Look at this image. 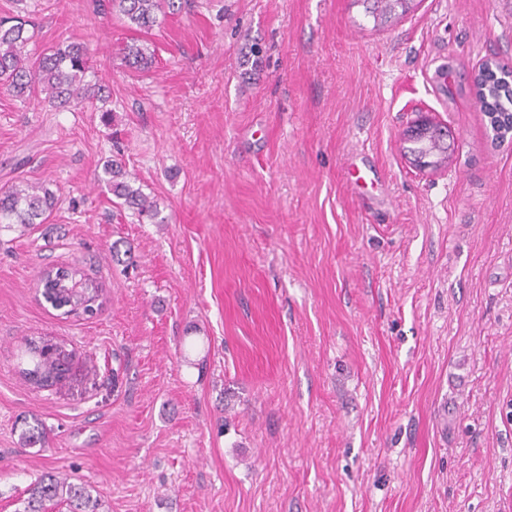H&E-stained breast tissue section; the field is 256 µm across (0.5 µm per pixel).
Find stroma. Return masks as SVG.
<instances>
[{
    "mask_svg": "<svg viewBox=\"0 0 512 512\" xmlns=\"http://www.w3.org/2000/svg\"><path fill=\"white\" fill-rule=\"evenodd\" d=\"M18 17L35 54L91 43L101 96L0 90V189L57 197L0 229V512L46 471L103 512H512V133L473 83L512 67V0H419L381 30L351 0H182L146 34L107 0H0ZM422 112L437 172L404 153ZM114 158L162 223L115 204ZM69 265L95 314L37 290ZM43 339L71 360L37 389ZM436 125L437 124H435L428 116H420L415 124L412 125L413 127L405 134L406 136H411L417 127H419L420 130H416L415 134L419 132L425 133L426 137L424 136L423 138L426 139L407 138L406 140L411 142L413 145L412 147H409V152L413 156V159L420 160L422 158H426L424 163H430L432 166H436L437 163L442 162L444 159L442 158L443 156L447 155L446 158H448V147L444 146V137L441 134L430 136ZM426 128H429L430 130L425 131ZM427 136L430 137L427 138ZM424 163L416 162L415 165L423 171L431 169L428 165H424ZM447 164L448 160H445V162H442L441 166L443 165L442 167H445ZM70 280L61 285L58 269L53 275L54 268L44 269L37 283L42 288L45 301L56 309H64L63 314H79L80 310H87L99 298V286L87 278L78 268H75ZM78 289L76 290V286ZM49 347L51 346L44 345L39 348L32 341L28 344L27 352L31 356L33 367L22 368L21 373L26 381L34 387H48L45 383L49 379H52L50 386H53L62 382L66 377L67 369L63 367L62 360L64 361L65 359L67 362L69 354L60 346V348H57V353L60 355L59 358L50 351Z\"/></svg>",
    "mask_w": 512,
    "mask_h": 512,
    "instance_id": "35a3bbf8",
    "label": "stroma"
}]
</instances>
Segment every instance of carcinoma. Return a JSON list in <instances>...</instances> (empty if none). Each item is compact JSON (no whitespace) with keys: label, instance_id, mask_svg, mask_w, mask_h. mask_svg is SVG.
Masks as SVG:
<instances>
[{"label":"carcinoma","instance_id":"1","mask_svg":"<svg viewBox=\"0 0 512 512\" xmlns=\"http://www.w3.org/2000/svg\"><path fill=\"white\" fill-rule=\"evenodd\" d=\"M177 0H109V6L140 32H149L158 25V15L165 10H175ZM363 7L364 15L380 28L393 18L406 15L413 8L414 0H353ZM32 40L25 23L19 21L6 25L0 21V85L22 100L42 96L43 100L56 107H67L82 100L92 99L94 91L86 81L91 71L94 49L88 42L62 44L37 59H32L27 46ZM130 66L138 68L150 62L146 49L132 43L125 48ZM512 71L497 66L482 67L475 83L478 103L489 118L497 135L503 137L512 131ZM410 154L415 159H426L431 165L443 161L448 154L444 137L440 134L426 139L411 138ZM104 181L112 195L122 204L135 209L139 215L155 219L159 211L155 202L138 188L125 181L127 172L122 163L113 159L103 166ZM55 194L36 183L13 185L0 191V224L7 227L17 224L27 231L42 224L56 205ZM45 301L63 314H77L87 310L89 304L99 298V286L87 278L80 269H75L70 280L63 283L59 274L49 268L42 271L37 283ZM33 367L21 369L23 377L37 388L46 387L47 381L56 385L66 377L62 360L50 351L49 346L28 344ZM22 446L32 448L45 443L39 424L28 426L20 435ZM66 506L67 512H100V498L92 495L84 484L70 481L66 477L49 471L29 489L28 496L21 500L15 512H50L56 506Z\"/></svg>","mask_w":512,"mask_h":512}]
</instances>
